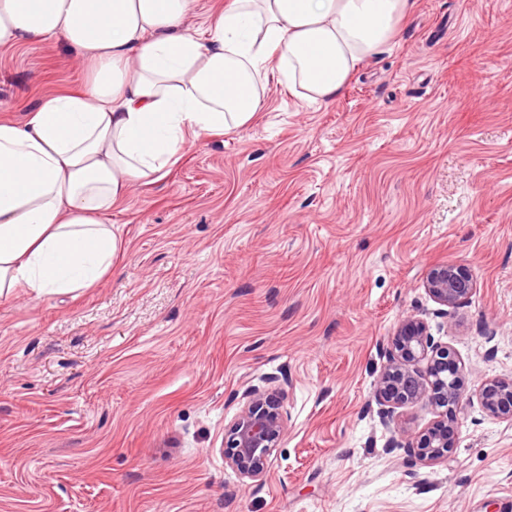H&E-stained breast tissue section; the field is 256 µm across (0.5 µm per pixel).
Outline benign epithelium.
Wrapping results in <instances>:
<instances>
[{
	"label": "benign epithelium",
	"instance_id": "benign-epithelium-1",
	"mask_svg": "<svg viewBox=\"0 0 512 512\" xmlns=\"http://www.w3.org/2000/svg\"><path fill=\"white\" fill-rule=\"evenodd\" d=\"M474 285L467 268L441 263L430 269L424 289L448 315L469 298ZM385 357L376 398L385 407L387 418H393L397 407L427 403L437 420L417 441L407 442V447L428 463L448 456L456 448L460 413L470 398L462 364L448 345L435 339L428 322L419 316L398 322ZM475 396L488 414L512 422V381L486 380ZM287 398L285 379L273 388L253 387L245 393L246 402L225 433L231 448L226 464L242 478L257 480L265 474L271 451L287 428Z\"/></svg>",
	"mask_w": 512,
	"mask_h": 512
}]
</instances>
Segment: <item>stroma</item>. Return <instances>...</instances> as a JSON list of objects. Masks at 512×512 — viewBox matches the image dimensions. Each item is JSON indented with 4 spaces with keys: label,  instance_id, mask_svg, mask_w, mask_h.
I'll list each match as a JSON object with an SVG mask.
<instances>
[{
    "label": "stroma",
    "instance_id": "obj_1",
    "mask_svg": "<svg viewBox=\"0 0 512 512\" xmlns=\"http://www.w3.org/2000/svg\"><path fill=\"white\" fill-rule=\"evenodd\" d=\"M81 79L64 44L0 51V121ZM268 83L113 208L97 287L0 298V512H512L511 422L471 400L427 464L388 443L435 413L375 399L410 315L469 391L512 380V0H417L332 103ZM439 263L475 280L448 318ZM269 377L288 428L255 482L225 431Z\"/></svg>",
    "mask_w": 512,
    "mask_h": 512
}]
</instances>
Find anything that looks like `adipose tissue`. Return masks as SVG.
Instances as JSON below:
<instances>
[{
    "label": "adipose tissue",
    "mask_w": 512,
    "mask_h": 512,
    "mask_svg": "<svg viewBox=\"0 0 512 512\" xmlns=\"http://www.w3.org/2000/svg\"><path fill=\"white\" fill-rule=\"evenodd\" d=\"M195 0H0V50L59 42L86 66L24 121L0 123V297L97 284L121 241L112 208L163 179L187 138L253 124L268 68L327 104L394 44L416 0H226L207 37Z\"/></svg>",
    "instance_id": "1"
}]
</instances>
